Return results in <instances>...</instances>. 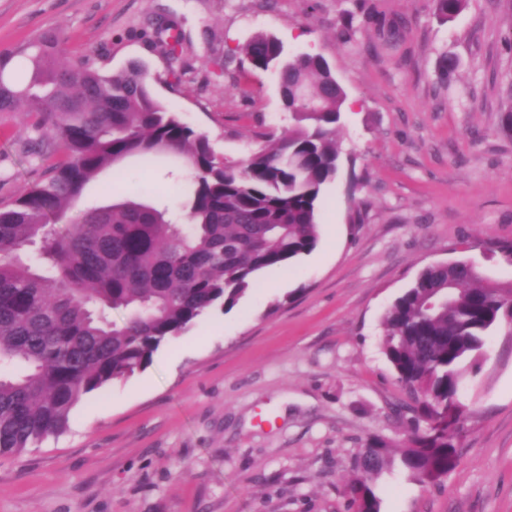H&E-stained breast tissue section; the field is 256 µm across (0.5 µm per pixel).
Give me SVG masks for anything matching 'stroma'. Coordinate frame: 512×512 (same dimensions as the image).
Instances as JSON below:
<instances>
[{
    "mask_svg": "<svg viewBox=\"0 0 512 512\" xmlns=\"http://www.w3.org/2000/svg\"><path fill=\"white\" fill-rule=\"evenodd\" d=\"M378 2L406 20L397 49L371 24L337 38L352 0H0V51L54 29L70 62L102 74L141 61L157 98L228 159L289 126L274 76L242 60L256 33L322 55L348 99L317 247L165 341L145 370L83 396L63 432L0 455V512H354L357 448L409 431L381 350L386 309L431 264L469 260L512 285L493 249L512 240V0H469L447 22L431 0ZM167 24L181 34L174 74L158 35ZM445 55L458 61L449 82ZM30 122L0 112V202L46 171ZM171 168L130 160L83 202L147 183L152 203L178 207ZM459 401L458 466L425 484L385 472L381 512H512V326L488 336Z\"/></svg>",
    "mask_w": 512,
    "mask_h": 512,
    "instance_id": "obj_1",
    "label": "stroma"
}]
</instances>
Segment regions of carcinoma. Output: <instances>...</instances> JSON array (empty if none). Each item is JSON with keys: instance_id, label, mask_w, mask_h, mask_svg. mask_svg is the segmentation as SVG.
Wrapping results in <instances>:
<instances>
[{"instance_id": "obj_1", "label": "carcinoma", "mask_w": 512, "mask_h": 512, "mask_svg": "<svg viewBox=\"0 0 512 512\" xmlns=\"http://www.w3.org/2000/svg\"><path fill=\"white\" fill-rule=\"evenodd\" d=\"M466 2L432 0L444 21ZM364 22L386 43L404 24L358 4L344 11L337 36L353 40ZM242 53L251 70H275L294 124L279 136L260 134L258 148L235 161L153 96L144 65L104 76L66 62L54 30L0 52V112L26 101L35 114L30 142L43 156L55 147L64 155L40 182L0 203V453L63 431L84 395L143 370L168 338L215 307H234L260 272L316 247L322 190L338 171L346 92L321 55L284 60L272 35H254ZM21 55L31 68L25 81ZM159 157L189 171L187 223L141 201L148 186L133 188L134 199L71 212L104 170ZM503 321L512 323V287L489 283L463 260L425 267L386 310L382 351L414 403L399 465L418 482L456 467L448 430L460 420L465 362ZM393 464V444L381 436L355 453L356 512H380L375 481Z\"/></svg>"}]
</instances>
